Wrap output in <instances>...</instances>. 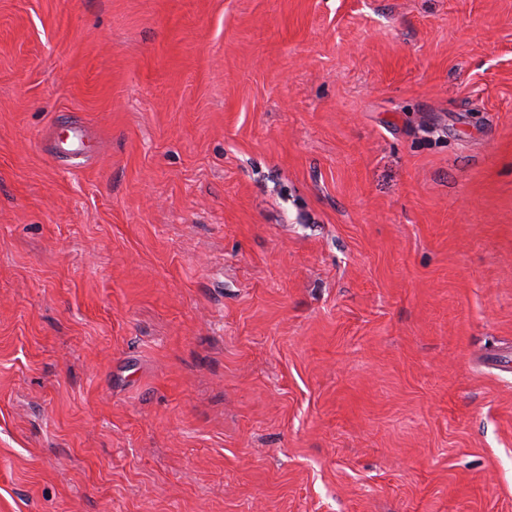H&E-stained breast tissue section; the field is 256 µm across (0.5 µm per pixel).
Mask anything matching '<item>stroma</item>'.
<instances>
[{
    "label": "stroma",
    "instance_id": "35a3bbf8",
    "mask_svg": "<svg viewBox=\"0 0 512 512\" xmlns=\"http://www.w3.org/2000/svg\"><path fill=\"white\" fill-rule=\"evenodd\" d=\"M0 512H512V0H0ZM89 135L86 127L78 122L70 123L65 134H56L54 137L51 156L67 161L84 160L88 154Z\"/></svg>",
    "mask_w": 512,
    "mask_h": 512
}]
</instances>
